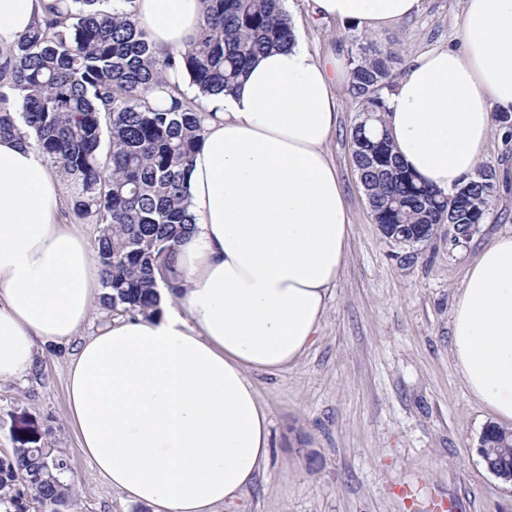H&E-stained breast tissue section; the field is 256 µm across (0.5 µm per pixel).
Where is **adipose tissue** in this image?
<instances>
[{"label":"adipose tissue","mask_w":512,"mask_h":512,"mask_svg":"<svg viewBox=\"0 0 512 512\" xmlns=\"http://www.w3.org/2000/svg\"><path fill=\"white\" fill-rule=\"evenodd\" d=\"M52 0H0V48ZM421 0H315L326 19L390 28ZM162 52L186 49L203 0H134ZM460 44L415 57L385 115L403 164L439 193L485 156L493 110L512 111V0H464ZM302 39L257 55L237 88L203 98L186 174L192 229L157 309L82 336L103 293L98 257L61 219V182L32 140L0 137V380L31 369L39 344L78 340L70 421L112 489L151 512H217L270 458L250 371L296 363L317 336L347 257L351 223L327 145L345 79ZM467 391L512 423V234L471 264L452 318Z\"/></svg>","instance_id":"1"}]
</instances>
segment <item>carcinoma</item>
I'll return each instance as SVG.
<instances>
[{"label":"carcinoma","mask_w":512,"mask_h":512,"mask_svg":"<svg viewBox=\"0 0 512 512\" xmlns=\"http://www.w3.org/2000/svg\"><path fill=\"white\" fill-rule=\"evenodd\" d=\"M110 0H57L41 22L6 51L0 65V135L27 128L56 173L73 187L75 213L103 225L97 240L103 305L124 315L147 314L159 301L157 277L171 273L174 246L189 230L185 176L200 140L201 112L179 97L167 73L184 71L202 94L232 90L253 58L295 39L282 0H207L190 46L163 58L128 7ZM399 38L369 41L348 56L349 92L358 121L352 148L370 192L375 223L402 245L437 235L433 224L453 202L451 222L463 230L487 220L496 197L483 168L446 196L418 181L394 153L386 129V95ZM165 90L169 103L155 105ZM108 137L109 149L100 145ZM29 427L11 454L0 456V512H74L64 455L40 444ZM480 446L489 465L512 466V430L489 424ZM31 490L26 499L23 490Z\"/></svg>","instance_id":"1"}]
</instances>
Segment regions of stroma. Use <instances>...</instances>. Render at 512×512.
I'll list each match as a JSON object with an SVG mask.
<instances>
[{"mask_svg":"<svg viewBox=\"0 0 512 512\" xmlns=\"http://www.w3.org/2000/svg\"><path fill=\"white\" fill-rule=\"evenodd\" d=\"M299 35L319 55L347 56L363 29L313 17V0H288ZM463 0H421L393 28L402 62L456 44ZM327 146L344 186L352 228L343 272L314 344L294 365L249 377L270 421L271 457L254 487L223 512H420L429 498L448 512H512V487L478 454L493 414L466 390L451 352L453 310L468 269L495 236L512 232V185L469 236L448 232L414 248L375 224L353 161L358 114L347 86ZM75 344L50 345L28 376L0 382V455L36 426L69 459L76 512H146L112 490L82 453L69 419L67 371ZM416 486L415 504L397 492Z\"/></svg>","mask_w":512,"mask_h":512,"instance_id":"obj_1","label":"stroma"}]
</instances>
